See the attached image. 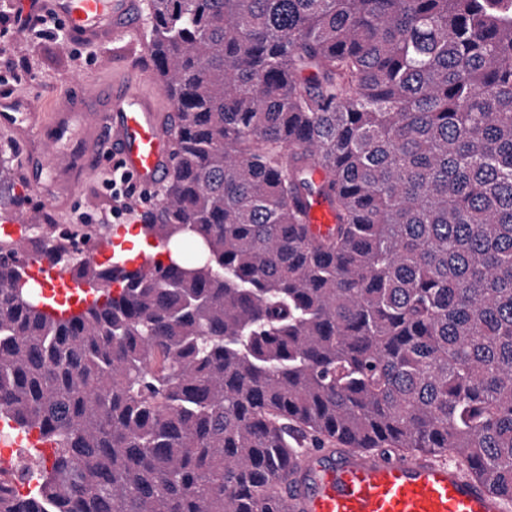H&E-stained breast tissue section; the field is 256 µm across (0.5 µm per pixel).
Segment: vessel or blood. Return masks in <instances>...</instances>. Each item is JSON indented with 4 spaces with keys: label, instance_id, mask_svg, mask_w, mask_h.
<instances>
[{
    "label": "vessel or blood",
    "instance_id": "vessel-or-blood-1",
    "mask_svg": "<svg viewBox=\"0 0 512 512\" xmlns=\"http://www.w3.org/2000/svg\"><path fill=\"white\" fill-rule=\"evenodd\" d=\"M143 0H28L30 18L55 16L77 44L116 41L141 33ZM56 101L40 93L0 95V130L22 142V167L44 212L64 210L69 195L95 169L114 160L140 189L160 187L172 168L170 127L174 110H161L154 94L132 82L114 85L101 97L89 79ZM306 221L317 233L336 222V207L325 197L306 201ZM106 243L94 255L127 271L147 270L150 256L116 259L126 231L108 228ZM26 272L45 298L76 302L88 287L47 260H34ZM283 499L289 512H512V503L466 476L453 460L424 456L311 448L288 467Z\"/></svg>",
    "mask_w": 512,
    "mask_h": 512
}]
</instances>
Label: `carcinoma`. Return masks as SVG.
<instances>
[{"instance_id": "obj_1", "label": "carcinoma", "mask_w": 512, "mask_h": 512, "mask_svg": "<svg viewBox=\"0 0 512 512\" xmlns=\"http://www.w3.org/2000/svg\"><path fill=\"white\" fill-rule=\"evenodd\" d=\"M148 32L167 261L122 277L19 209L0 419L54 457L26 496L0 471V512H286L288 458L336 440L512 501V0H150ZM44 258L100 296L48 315ZM306 221L320 234H326L336 224V207L325 197L306 200Z\"/></svg>"}]
</instances>
